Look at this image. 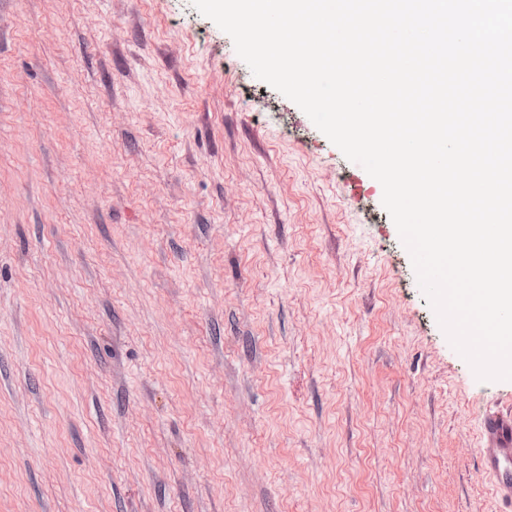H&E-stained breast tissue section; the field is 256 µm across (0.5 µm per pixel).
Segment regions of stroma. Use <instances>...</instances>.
<instances>
[{
  "instance_id": "1",
  "label": "stroma",
  "mask_w": 512,
  "mask_h": 512,
  "mask_svg": "<svg viewBox=\"0 0 512 512\" xmlns=\"http://www.w3.org/2000/svg\"><path fill=\"white\" fill-rule=\"evenodd\" d=\"M382 195L191 0H0V512H497Z\"/></svg>"
}]
</instances>
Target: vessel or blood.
Instances as JSON below:
<instances>
[{"label": "vessel or blood", "instance_id": "obj_1", "mask_svg": "<svg viewBox=\"0 0 512 512\" xmlns=\"http://www.w3.org/2000/svg\"><path fill=\"white\" fill-rule=\"evenodd\" d=\"M482 435V472L494 487L497 512H512V410L486 413Z\"/></svg>", "mask_w": 512, "mask_h": 512}]
</instances>
